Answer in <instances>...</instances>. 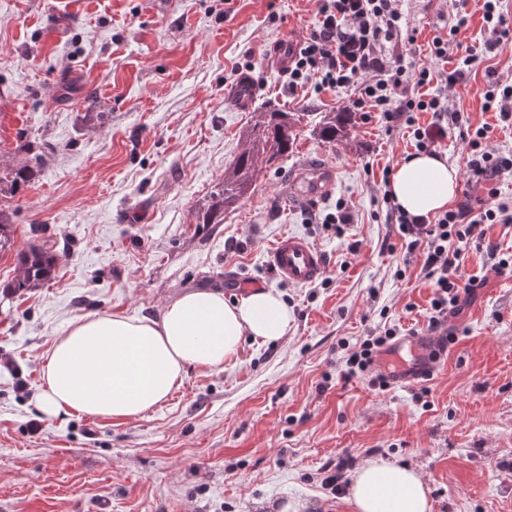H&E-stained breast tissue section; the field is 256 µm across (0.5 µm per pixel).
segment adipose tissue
I'll return each instance as SVG.
<instances>
[{
	"label": "adipose tissue",
	"mask_w": 512,
	"mask_h": 512,
	"mask_svg": "<svg viewBox=\"0 0 512 512\" xmlns=\"http://www.w3.org/2000/svg\"><path fill=\"white\" fill-rule=\"evenodd\" d=\"M459 173L445 158L419 153L394 168L388 189L402 209L431 215L455 197ZM291 313L272 290L234 302L220 292H191L167 303L155 318L114 314L78 320L55 339L44 362L42 414L75 412L130 419L160 405L186 367L219 371L244 338L277 341ZM355 512H429L428 490L413 469L370 460L350 491Z\"/></svg>",
	"instance_id": "1"
}]
</instances>
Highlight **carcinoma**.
Segmentation results:
<instances>
[{
	"label": "carcinoma",
	"mask_w": 512,
	"mask_h": 512,
	"mask_svg": "<svg viewBox=\"0 0 512 512\" xmlns=\"http://www.w3.org/2000/svg\"><path fill=\"white\" fill-rule=\"evenodd\" d=\"M301 116L286 111L255 113L253 123L246 131L248 147L224 173V181L217 186L211 203L202 216L204 224L224 223V211L234 207L249 192L259 166L288 155L295 141L294 127ZM351 113L338 112L323 117L318 133L324 140L334 142L346 134ZM16 251V276L7 288L12 293L25 291L50 281L55 273L56 256L53 244L29 243L15 249L11 225L0 218V253Z\"/></svg>",
	"instance_id": "cac0c4a2"
}]
</instances>
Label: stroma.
I'll use <instances>...</instances> for the list:
<instances>
[{"label": "stroma", "instance_id": "stroma-1", "mask_svg": "<svg viewBox=\"0 0 512 512\" xmlns=\"http://www.w3.org/2000/svg\"><path fill=\"white\" fill-rule=\"evenodd\" d=\"M0 0V176L41 163L18 192H0L17 245L50 240L51 281L11 295L0 256V512H354L345 480L370 458L426 482L430 512H512V277L485 251L462 277H483L448 318V349L426 382L380 389L345 378L366 336H422L434 288L405 263L377 204L384 169L413 153L403 128L364 121L355 87L311 82L289 92L269 60L319 21L316 0ZM415 31L395 53L423 63L437 31L456 25L453 0H402ZM512 72V42L453 90L491 146L512 153V126L482 109L486 68ZM257 85L254 108L301 113L288 156L262 168L220 224L200 225L224 172L244 150L252 110L228 92ZM349 112L345 137L314 126ZM333 167L322 199L298 198L292 175ZM348 201L344 230L313 223ZM299 233L326 257L316 283L272 272L268 253ZM219 290L235 301L273 290L292 321L276 342L245 338L223 370L187 368L158 407L129 420L36 407L54 339L93 316H157L178 296Z\"/></svg>", "mask_w": 512, "mask_h": 512}]
</instances>
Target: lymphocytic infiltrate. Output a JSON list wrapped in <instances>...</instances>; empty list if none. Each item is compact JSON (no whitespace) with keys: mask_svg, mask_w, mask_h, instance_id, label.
<instances>
[{"mask_svg":"<svg viewBox=\"0 0 512 512\" xmlns=\"http://www.w3.org/2000/svg\"><path fill=\"white\" fill-rule=\"evenodd\" d=\"M401 0H317L319 25L293 57L288 68V86L297 88L316 79L330 88L358 85L355 106L363 118L378 114L387 128L410 129L418 151H432L439 139L456 128L467 151L469 180L494 185L512 175V154L489 149V125L472 126L448 101L447 91L461 84L466 73L500 44L512 38L501 0H483L482 19L486 38L482 48L458 40L456 27L434 36L429 53L432 66H415L404 56H391L389 45L413 42ZM483 108L495 112L500 123L512 126V77L488 70L481 91ZM428 112L432 120L420 125L416 115ZM385 221L397 225L406 259L422 256V270L435 288L429 331H439L458 307L461 291L481 287L480 277H470L466 286L458 279L469 249L483 248L488 226L512 225V205L499 202L480 207L461 203L434 218L403 211L390 196H383Z\"/></svg>","mask_w":512,"mask_h":512,"instance_id":"obj_1","label":"lymphocytic infiltrate"}]
</instances>
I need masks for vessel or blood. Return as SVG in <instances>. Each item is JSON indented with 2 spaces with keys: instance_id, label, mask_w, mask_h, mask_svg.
Wrapping results in <instances>:
<instances>
[{
  "instance_id": "vessel-or-blood-1",
  "label": "vessel or blood",
  "mask_w": 512,
  "mask_h": 512,
  "mask_svg": "<svg viewBox=\"0 0 512 512\" xmlns=\"http://www.w3.org/2000/svg\"><path fill=\"white\" fill-rule=\"evenodd\" d=\"M336 181L334 168L326 165H307L295 179L299 192L309 198L326 196ZM268 263L274 274L282 281L294 286H305L316 282L325 274L322 252L306 238L287 234L281 236L268 255ZM432 341L420 337L403 345L410 358L402 362L394 381L398 384L411 382L420 375L429 373L433 361L429 356Z\"/></svg>"
}]
</instances>
